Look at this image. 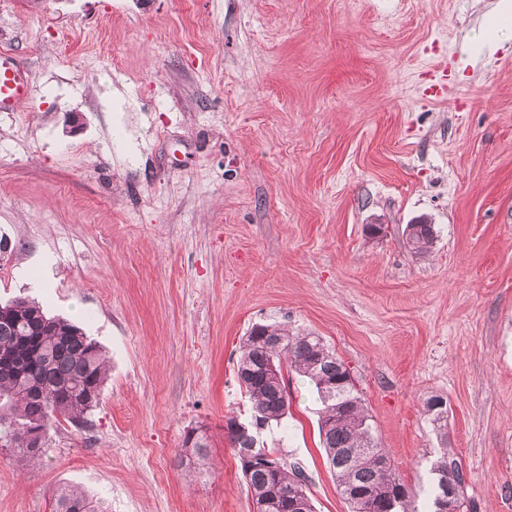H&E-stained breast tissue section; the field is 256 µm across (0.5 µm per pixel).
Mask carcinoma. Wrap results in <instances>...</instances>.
Segmentation results:
<instances>
[{
  "mask_svg": "<svg viewBox=\"0 0 512 512\" xmlns=\"http://www.w3.org/2000/svg\"><path fill=\"white\" fill-rule=\"evenodd\" d=\"M408 245L425 254L436 241L432 224H408ZM0 323V352L14 353L19 364L0 363V442L11 441L21 452L31 434L42 441L64 418L75 425L98 402L105 379V362L99 345L83 330L62 318L49 317L34 302L15 300ZM31 367L42 394L19 386L18 365ZM307 378L323 405L320 435L329 464L336 473L340 494L350 512H363L367 503L355 492H378L376 512H418L416 495L405 480L379 467L385 453L375 443L364 401L349 366L310 334L291 335L274 324H257L243 337L237 377L251 402L252 429L227 430L237 448L255 449L267 456V465L240 464L249 492L255 495L307 490L306 477L298 466H287L273 448L259 447L253 430L279 423L287 409L284 369ZM436 475L433 502L454 494L466 508L467 475L452 450L445 448L432 462ZM53 512H103L85 494L62 488L54 498Z\"/></svg>",
  "mask_w": 512,
  "mask_h": 512,
  "instance_id": "1",
  "label": "carcinoma"
}]
</instances>
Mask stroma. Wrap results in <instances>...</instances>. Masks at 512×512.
Returning <instances> with one entry per match:
<instances>
[{"instance_id":"1","label":"stroma","mask_w":512,"mask_h":512,"mask_svg":"<svg viewBox=\"0 0 512 512\" xmlns=\"http://www.w3.org/2000/svg\"><path fill=\"white\" fill-rule=\"evenodd\" d=\"M498 2L0 0V47L36 87L0 112V303L38 301L106 361L97 406L42 462L0 447V512H51L59 487L107 512H252L224 421L250 418L236 364L258 323L321 336L350 367L419 512L444 447L472 512H512ZM421 221L425 255L403 235ZM287 391L261 441L302 467L315 512H349L316 393L293 372ZM411 250L417 254H425L434 246L436 232L433 224H409L404 230Z\"/></svg>"}]
</instances>
